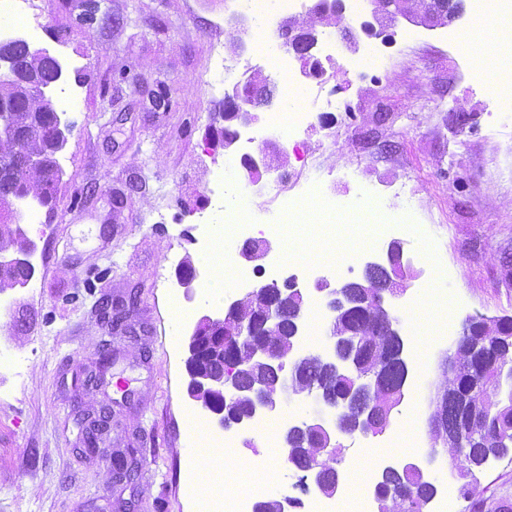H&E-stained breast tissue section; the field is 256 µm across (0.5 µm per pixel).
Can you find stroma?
<instances>
[{
    "mask_svg": "<svg viewBox=\"0 0 512 512\" xmlns=\"http://www.w3.org/2000/svg\"><path fill=\"white\" fill-rule=\"evenodd\" d=\"M48 47L64 67L55 104L74 124L58 156L63 170L51 205L30 224L38 249L26 286L0 292V512H196V501H233L255 488L301 498L300 472L278 454L282 431L208 460V485L189 483L194 440L216 431L212 414L187 394V342L203 315L222 316L237 295L227 241L200 242V215L243 169L225 170L228 152L209 135L224 93L255 73L268 75L281 112L299 64L274 71L260 56L265 30L245 0H36ZM427 28L398 19L392 43L362 34L369 9L347 15L359 52L384 65H350L337 48L336 77L322 94L333 107L311 112L283 138L287 169L321 168L320 198L272 239L267 264L289 272L325 270L352 259L345 278H361L369 257L399 241L414 277L393 304L410 371L404 398L384 433L338 435L349 487L375 482L384 467L421 460L437 487L453 492V512H503L512 503V452L475 472L470 495L446 476L449 459L428 458L430 417L444 362L467 316L512 318V98L496 62L512 56V29L486 26L471 46L450 41L474 15ZM241 49H233V38ZM483 65H476L475 57ZM232 72H225V64ZM390 225L377 237L378 225ZM207 271L185 296L175 278L184 259ZM125 306L121 325L103 302ZM329 314L309 291L301 343L325 345ZM103 382L73 385L98 371ZM112 419L96 453L86 432L101 406ZM137 466L115 480L113 450Z\"/></svg>",
    "mask_w": 512,
    "mask_h": 512,
    "instance_id": "35a3bbf8",
    "label": "stroma"
}]
</instances>
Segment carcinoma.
Wrapping results in <instances>:
<instances>
[{
    "instance_id": "obj_1",
    "label": "carcinoma",
    "mask_w": 512,
    "mask_h": 512,
    "mask_svg": "<svg viewBox=\"0 0 512 512\" xmlns=\"http://www.w3.org/2000/svg\"><path fill=\"white\" fill-rule=\"evenodd\" d=\"M433 2V25L448 24V13L453 10L448 0H396L398 11L421 10L425 2ZM30 44L24 39L0 42V57L10 60L20 74L31 70L38 72L43 83L52 82L57 73L56 59L38 60L29 53ZM12 100L13 119L17 131L27 139L32 152L44 155L41 168L27 172L24 183H19L9 169L0 170V249L23 252L24 239L14 235L8 215L14 201L32 197L40 205L42 185L56 175L60 164L50 144L56 125L61 121L53 101H44L27 94L23 86L0 85V96ZM41 112L36 125L30 123V112ZM34 276L29 262H20L0 268V288L24 285ZM395 268H367L362 279L348 281L338 289L344 305L332 316L329 333L337 338L339 350L358 366V374L344 376L329 360L311 354L300 364H295L293 348L297 336L294 323L301 317L298 302L285 297L281 283H271L266 297L278 300L282 319L278 330L269 332L255 321L263 301L246 297L229 319L254 321L253 334L245 337H224V363L204 362L209 374L232 378L241 390L234 405L224 409V414H246L252 396L246 389L252 384L263 386L272 398L281 392L285 372L291 370L293 383L301 390H312L326 402L340 401L363 384L369 391L358 395L350 411L341 419L338 428L350 433L362 427L377 435L390 423V416L401 403V385L405 369L395 356L397 344L390 329V318L376 305L382 295H396L400 281ZM254 342L263 343L273 361L257 363L249 351ZM449 369L445 370L443 392L438 397L431 429V455L437 448L449 456L450 477L464 478L472 469L480 467L490 456L499 457L512 449V318L475 320L463 327L462 336L448 355ZM473 391L468 409L469 419L477 425L480 438L471 443L460 441L456 434L460 413L450 394L455 391ZM371 414V419L359 422V416ZM288 448V463L303 470L312 464L319 467L320 491L325 497L336 495V465L342 461L341 444L327 446V438L308 426L288 428L283 438ZM437 487L418 471L387 467L382 471L374 489L377 512H428Z\"/></svg>"
}]
</instances>
